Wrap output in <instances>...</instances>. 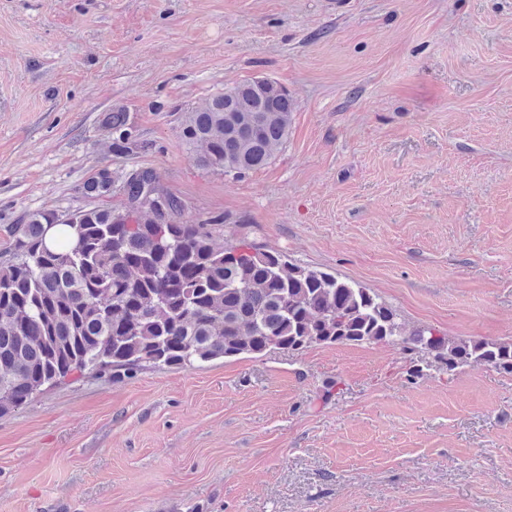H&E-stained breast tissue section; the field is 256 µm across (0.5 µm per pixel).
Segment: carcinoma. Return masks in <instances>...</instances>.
Instances as JSON below:
<instances>
[{
  "label": "carcinoma",
  "instance_id": "carcinoma-1",
  "mask_svg": "<svg viewBox=\"0 0 512 512\" xmlns=\"http://www.w3.org/2000/svg\"><path fill=\"white\" fill-rule=\"evenodd\" d=\"M294 102L271 79H245L183 110L180 138L213 172L242 176L268 165L288 139ZM109 150L145 151L122 108L102 121ZM121 207L103 198V167L82 186L97 201L63 218L30 213L8 229L12 260L0 266V414L78 373L192 367L271 349L383 343L432 357L452 376L464 367L512 373V343L450 339L433 328L407 333L368 288L242 238L219 243L212 221L186 206L149 168L130 172ZM70 234L50 247L45 227Z\"/></svg>",
  "mask_w": 512,
  "mask_h": 512
}]
</instances>
